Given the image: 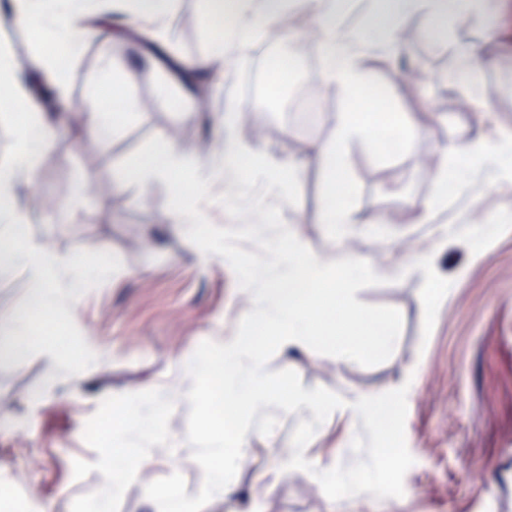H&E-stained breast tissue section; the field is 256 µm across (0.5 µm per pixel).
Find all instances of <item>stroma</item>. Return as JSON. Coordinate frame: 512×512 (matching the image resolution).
Here are the masks:
<instances>
[{"mask_svg":"<svg viewBox=\"0 0 512 512\" xmlns=\"http://www.w3.org/2000/svg\"><path fill=\"white\" fill-rule=\"evenodd\" d=\"M203 11V0H174L157 39L182 59L205 56L214 38L204 30ZM466 21L467 42L491 60L473 86L457 90L443 79L446 35L426 32L418 14L403 19L420 32L408 62L430 73L429 81L405 87L398 65L372 50L365 56L369 86L386 96L389 115L411 113L417 129L396 154L361 141L346 150L345 203L354 218L347 246L380 269L354 282L353 302L365 327L391 326V348L341 362L334 348L318 343L289 362L268 346L264 363L272 384L317 393L319 419L286 402L271 419L260 409L245 411L243 422L256 437L245 457L224 469L233 488L226 498L199 497L200 459L155 449L147 478L130 479L115 492L111 512H163L175 484L193 497V512H251L257 501L262 512H512V180L489 184L475 172L449 191L443 206L425 207L448 144L512 134V96L492 94L512 81V0L469 11ZM144 42L133 35L103 49L92 41L66 63L68 93L55 109L67 112L90 100L86 77L105 56L115 82L144 108L107 140L60 126L34 185L16 191L30 237L77 260L85 246H103L112 272L88 279L71 307L52 318L67 324L87 361L58 360L38 340L18 359L0 361V414L22 423L0 431V512H25L38 500L52 501L53 512H85L103 488L102 428L116 412V396L146 381L175 384L187 344L207 352L210 336L236 329L244 318L238 274L220 258H199L173 220L179 208L202 207L198 193L190 188L178 198L162 179L144 186L119 180L160 133L175 134L187 161L220 128L239 144L258 145L264 161L299 164V181L281 194H271L263 179L246 178L225 196L220 246L264 253L291 229L325 262L338 256L322 222L327 174L307 162L312 145L334 138L343 107L320 59L304 56L297 65L321 104L316 123L302 129L278 100L246 95L245 73L261 61L255 51L226 60L222 86L196 82V98L208 110L190 112L180 103L182 83L158 67ZM246 102L247 117L238 113ZM448 224H491L495 231L478 244L466 236L445 241L440 231ZM422 256L439 259L445 288L434 298L418 277L401 281L391 274L400 262ZM28 288L24 271L0 274V321L22 312ZM412 365L417 377L400 401L397 446L389 451L378 428L348 417L339 401L390 393ZM33 394L42 395L39 406L29 403ZM214 397L204 381L196 393L173 394L169 433L202 438L215 431L207 420ZM298 439L310 465L282 470L275 483L262 481ZM328 461L339 482L322 474Z\"/></svg>","mask_w":512,"mask_h":512,"instance_id":"1","label":"stroma"}]
</instances>
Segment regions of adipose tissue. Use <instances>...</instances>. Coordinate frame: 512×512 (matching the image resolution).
Returning a JSON list of instances; mask_svg holds the SVG:
<instances>
[{"label": "adipose tissue", "instance_id": "1", "mask_svg": "<svg viewBox=\"0 0 512 512\" xmlns=\"http://www.w3.org/2000/svg\"><path fill=\"white\" fill-rule=\"evenodd\" d=\"M22 16L34 18L35 32L48 35L71 53L82 50L87 39L110 38L126 34L133 25L161 29L171 11V0H113L112 10L124 14V21L108 20L107 12L92 9L89 0H21ZM311 18V36L296 40L288 51L289 63H296L299 53L316 54L323 63L328 82L336 85L346 103L336 119V136L331 143L314 146L309 161L324 168L330 184L343 181L346 172L345 148L354 141L369 140L368 126L360 120L353 106L364 88L362 67L365 46L378 47L386 57L400 56L419 33L405 26L404 16L421 13L429 22L455 17L459 0H378V9L368 27L366 40L336 21V0H307ZM263 28L290 34L288 0H235V22L230 36L214 42L210 53L196 65V72L223 77L229 55L244 53L256 33ZM49 74L48 83L56 97L66 95V81L54 57L32 55L29 63L14 59L9 48L0 49V80L5 81L11 98L26 121L8 160L0 162V223L9 225L10 250L0 257V271L24 268L30 273L25 314L0 324V361L17 358L20 341L31 325L28 311L48 315L60 312L86 279L82 266L59 255L49 242L26 236L25 219L14 204L18 184L33 182L43 153L56 125L55 116L36 103L26 80L28 68ZM139 100L129 95L113 99L108 111H101L96 101H88L82 111L70 113V121L98 137L117 134L129 113L141 110ZM512 151V137L497 141L473 140L449 147L450 168L434 176L431 207L443 204L451 188V175L465 177L472 170H498L503 155ZM265 167L266 180L276 190L292 184L297 166L290 161L264 166L256 149L225 141L215 136L211 145L193 162L179 157L175 135L163 133L155 147L141 161L126 171V179L146 185L156 179L169 182L175 195L185 191L186 180L220 194L231 190L248 173ZM378 267L352 253H344L339 264L331 266L310 252L295 231L283 234L279 245L269 251L261 266L251 269L242 283L247 311L241 329L216 337L210 354L194 358L185 366L175 389L145 384L123 394L120 402L128 408L123 423L112 431L113 463L105 467L104 485L114 492L128 478L144 475L153 460V448H169L180 454L188 445L171 439L165 423L172 392H195L200 380H208L218 389L221 406L234 415L249 409L275 412L280 404L276 391L268 384L263 352L275 344L280 355L308 351L313 342L328 339L338 352L348 355L388 347L391 328L377 331L362 327L350 298L351 284L360 278L377 275ZM212 462L200 493L205 497H223L229 489L224 482L222 462L225 446H232L233 456L246 453L251 435L234 427L231 439L214 435L209 439Z\"/></svg>", "mask_w": 512, "mask_h": 512}]
</instances>
